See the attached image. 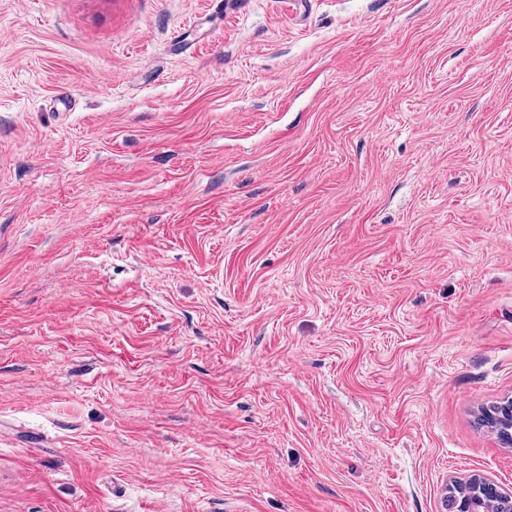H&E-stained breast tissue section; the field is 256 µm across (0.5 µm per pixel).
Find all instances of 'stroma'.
<instances>
[{"instance_id": "obj_1", "label": "stroma", "mask_w": 512, "mask_h": 512, "mask_svg": "<svg viewBox=\"0 0 512 512\" xmlns=\"http://www.w3.org/2000/svg\"><path fill=\"white\" fill-rule=\"evenodd\" d=\"M510 395L512 0H0V512H445Z\"/></svg>"}]
</instances>
